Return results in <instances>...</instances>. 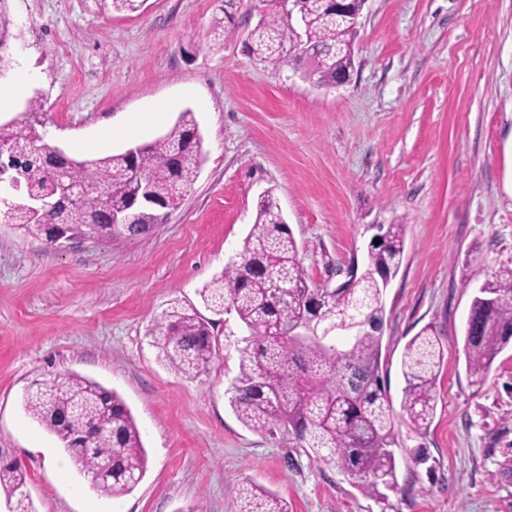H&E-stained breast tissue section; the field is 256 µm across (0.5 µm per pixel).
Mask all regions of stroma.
Returning <instances> with one entry per match:
<instances>
[{
	"instance_id": "1",
	"label": "stroma",
	"mask_w": 512,
	"mask_h": 512,
	"mask_svg": "<svg viewBox=\"0 0 512 512\" xmlns=\"http://www.w3.org/2000/svg\"><path fill=\"white\" fill-rule=\"evenodd\" d=\"M14 74L41 100L48 144L73 157L118 154L192 110L203 163L166 222L146 236L56 249L0 219V462L26 474L35 512H239L253 483L291 512H512V348L472 383L464 324L479 280L512 261V0H366L355 68L321 87L284 63L304 32L292 0H9ZM275 23L280 56L250 51ZM162 108L141 135L109 126ZM273 191L307 281L335 286L362 261L377 224L404 227L385 293L382 376L393 404L400 358L432 324L445 362L433 423L401 427L398 491L363 495L336 466L249 430L227 389L238 372L232 312L200 291L237 253ZM194 306L219 351L184 378L149 344L169 303ZM77 374L114 390L140 429L147 471L130 494L101 496L24 396ZM64 460L61 469L49 458Z\"/></svg>"
}]
</instances>
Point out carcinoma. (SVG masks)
Listing matches in <instances>:
<instances>
[{
	"label": "carcinoma",
	"instance_id": "obj_1",
	"mask_svg": "<svg viewBox=\"0 0 512 512\" xmlns=\"http://www.w3.org/2000/svg\"><path fill=\"white\" fill-rule=\"evenodd\" d=\"M313 58L288 63L319 86L336 84L354 68L357 29L329 16L322 0H297ZM7 0H0V70L14 59L6 48L13 37ZM279 37L275 26L259 27L252 52L270 58ZM195 113L186 110L161 138L141 145L135 159L124 154L72 159L69 182L84 190L77 207H64L61 223L84 237L92 232L89 212L112 203L123 208L143 187L175 209L183 191L196 181L203 158L196 142ZM43 134L27 122L0 124V164L13 168L19 195L3 189L0 214L32 235L49 236L32 219L23 199L46 193L57 180L43 158ZM272 191L256 208L255 223L235 259L201 291L203 302L235 312L246 335L238 339V372L230 383V406L252 431L288 436L295 448L335 465L363 494L383 499L398 488L394 447L399 426L418 434L433 422L444 346L427 324L405 345L401 413H396L381 377L385 284L398 272L404 254L403 225L380 224L355 279L335 287L311 286L298 260L299 249ZM163 219L150 212L132 214L133 235H146ZM469 278L484 277L471 301L463 350L473 382L482 383L496 358L512 343V264L490 273L467 268ZM150 345L176 373L194 379L218 350L210 324L193 307L174 301L157 318ZM30 417L54 434L97 492L117 498L131 493L147 470V453L130 410L113 391L77 374H57L35 384L24 398ZM112 464V480L96 482ZM26 475L18 466L0 465V488L16 497L13 512H32L23 491ZM240 512H290L288 502L254 484L240 491Z\"/></svg>",
	"mask_w": 512,
	"mask_h": 512
}]
</instances>
